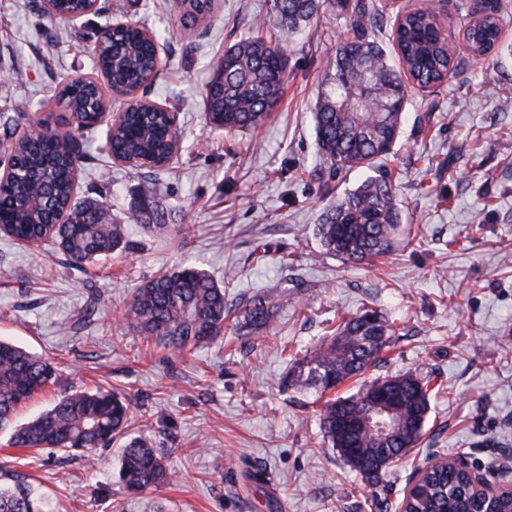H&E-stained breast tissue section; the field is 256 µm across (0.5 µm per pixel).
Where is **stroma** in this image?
<instances>
[{"instance_id":"stroma-1","label":"stroma","mask_w":512,"mask_h":512,"mask_svg":"<svg viewBox=\"0 0 512 512\" xmlns=\"http://www.w3.org/2000/svg\"><path fill=\"white\" fill-rule=\"evenodd\" d=\"M495 2L501 52L479 63L458 54L446 85L410 88L382 167L402 216L398 243L351 265L314 234L337 195L378 171L336 172L315 153L312 112L327 62L353 37L337 12L285 42L280 104L256 129L230 135L205 125L208 64L268 0H215L208 26L192 32L172 0H101V13L76 22L44 15L41 33L34 0H0V123L66 124L58 86L94 76L99 29L133 20L170 31L147 97L176 109L181 137L174 162L148 172L105 153V127L81 138L75 196L103 199L131 249L75 269L51 246L0 235V337L60 368L17 423L69 389L120 391L132 400L128 436L159 448L176 481L134 494L118 479L121 442L97 449L90 469L48 449L10 447L1 431L0 469L26 475L51 512H398L416 469L461 451L494 479L512 462V0ZM148 178L171 226L164 236L125 220ZM186 261L223 282L234 310L218 338L175 355L140 335L126 310L137 288ZM255 295L272 308L276 335L238 331L236 306ZM365 304L392 325L379 374L411 372L431 389L421 444L375 485L325 447L316 395L278 387L291 357Z\"/></svg>"}]
</instances>
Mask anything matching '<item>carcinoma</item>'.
<instances>
[{
    "label": "carcinoma",
    "instance_id": "1",
    "mask_svg": "<svg viewBox=\"0 0 512 512\" xmlns=\"http://www.w3.org/2000/svg\"><path fill=\"white\" fill-rule=\"evenodd\" d=\"M213 0H180L181 24L189 28L204 20ZM62 12H85L87 0H52ZM339 10L355 34L336 49L328 62L318 97L314 124L317 154L336 169L371 168L396 145L402 112L409 104V86L439 87L455 71L457 48L451 34L427 8L396 15L392 43L399 67L372 28L379 8L369 0H271L266 18L224 49L205 84V123L226 133L257 128L276 108L287 80L284 50L262 35L271 28L288 40L320 10ZM501 27L495 13L475 15L465 34L464 49L474 57L499 50ZM160 38V35H155ZM153 38V39H155ZM153 39L137 25L117 26L98 43L92 58L99 70L131 87L147 85L159 73ZM60 101L69 112L105 110L91 83H66ZM173 134L163 117L133 108L112 131V152L137 163L159 161ZM76 130L56 132L39 140L20 138L14 144V177L0 185V233L18 242L49 241L77 268L106 259L129 240L124 227L112 221L103 203L74 198V165L81 160ZM395 188L383 175L369 178L344 193L322 213L316 235L324 250L350 264L384 257L395 244L399 212ZM154 187L140 189L131 219L167 231L165 212L154 206ZM230 314L224 286L196 264H182L137 289L129 316L139 332L183 354L218 336ZM240 327L251 332L274 331L273 310L260 299L248 302ZM392 334L389 320L377 309L363 307L344 320L330 340L294 361L280 385L292 382L320 395L336 389V379L362 376L380 362ZM57 381V368L46 358L0 338V430L9 428V445L49 448L63 456H83L95 464L93 452L112 445L121 435L131 400L105 389L74 390L61 395L28 422L15 425L17 409ZM393 390L400 403L392 415L396 439L382 443L336 422L360 417L365 398ZM429 385L412 373L377 376L354 396L327 400L320 420L328 447L362 479L376 484L382 470L401 460L421 443L429 409ZM174 472L161 451L133 438L121 448L119 479L132 493L156 491L169 484ZM405 512H512V496L490 499L477 491L466 472L451 463L432 466L415 494L404 500ZM0 512H47L35 488L17 476L0 483Z\"/></svg>",
    "mask_w": 512,
    "mask_h": 512
}]
</instances>
